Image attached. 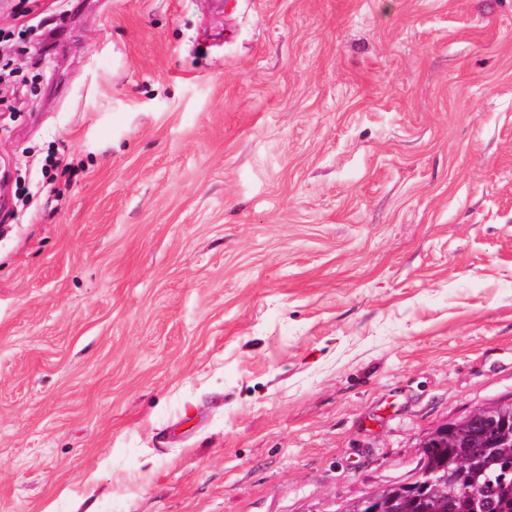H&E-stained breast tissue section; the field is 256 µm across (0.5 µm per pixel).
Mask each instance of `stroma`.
I'll list each match as a JSON object with an SVG mask.
<instances>
[{
    "instance_id": "stroma-1",
    "label": "stroma",
    "mask_w": 512,
    "mask_h": 512,
    "mask_svg": "<svg viewBox=\"0 0 512 512\" xmlns=\"http://www.w3.org/2000/svg\"><path fill=\"white\" fill-rule=\"evenodd\" d=\"M23 26L0 512H334L512 397V0L0 4Z\"/></svg>"
}]
</instances>
